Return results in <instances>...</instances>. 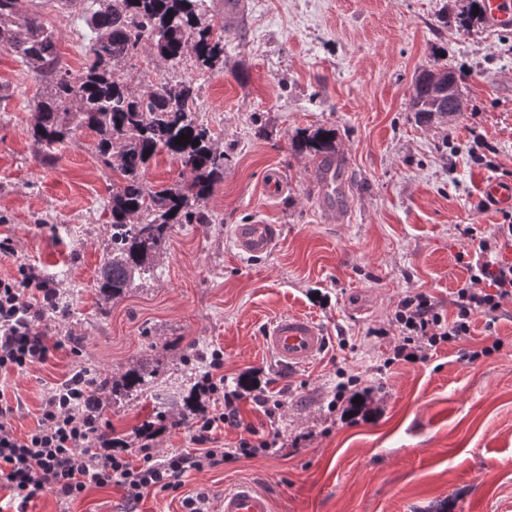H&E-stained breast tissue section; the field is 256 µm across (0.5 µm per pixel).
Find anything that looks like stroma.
<instances>
[{
	"instance_id": "stroma-1",
	"label": "stroma",
	"mask_w": 512,
	"mask_h": 512,
	"mask_svg": "<svg viewBox=\"0 0 512 512\" xmlns=\"http://www.w3.org/2000/svg\"><path fill=\"white\" fill-rule=\"evenodd\" d=\"M470 0H244L241 15L224 0H204L202 25L224 28V59L200 70L140 53L123 77L144 94L163 82L191 81L196 117L224 152V179L204 202L206 224L175 225L153 276L111 302L95 279L109 248L110 201L119 173L100 162L93 132L56 145L40 161L29 130L46 84L33 67L0 50V237L15 252L0 276L33 267L59 288L68 308L48 334L61 346L46 363L12 376L6 394L21 407L17 434L38 425L48 387L73 370L118 380L131 368L143 394L102 395L107 437L137 444L154 427L156 458L193 451L183 398L224 359L229 388L252 378L282 400L268 418L250 397L242 426L213 434L235 446L246 428L278 429L289 446L192 471L175 492H147L129 504L114 485L92 486L72 501L47 492L28 512H187L201 496L217 500L240 480L270 494L275 512H512V300L495 320L474 316L471 334L444 344L426 362L382 369L385 335L398 301L426 292L446 317L467 273L457 257L474 251L459 232H491L503 212L486 204L484 180L512 181V30L442 26L445 6ZM58 35L62 65L82 71L92 0H18ZM446 63L460 70L463 109L432 122L410 110L418 72ZM335 132L342 164L339 214L328 221L320 158L294 139ZM286 186L268 198V174ZM280 227L260 258L235 246L237 225ZM313 318L324 352L288 367L267 349L269 322ZM500 340L499 351L469 361L465 350ZM359 373L370 397L362 412L331 409L336 374Z\"/></svg>"
}]
</instances>
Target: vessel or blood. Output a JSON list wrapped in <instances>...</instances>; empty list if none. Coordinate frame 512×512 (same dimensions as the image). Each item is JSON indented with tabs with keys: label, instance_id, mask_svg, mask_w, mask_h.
Segmentation results:
<instances>
[{
	"label": "vessel or blood",
	"instance_id": "b4317fda",
	"mask_svg": "<svg viewBox=\"0 0 512 512\" xmlns=\"http://www.w3.org/2000/svg\"><path fill=\"white\" fill-rule=\"evenodd\" d=\"M484 20L487 28L512 30V0H484ZM483 194L493 207L512 208L511 182L486 180ZM277 235L273 224H241L235 230V243L249 254L260 255L271 251ZM264 343L281 363L305 365L320 353L324 338L311 319L287 315L268 327ZM212 512H273V501L265 491L242 481L225 491Z\"/></svg>",
	"mask_w": 512,
	"mask_h": 512
}]
</instances>
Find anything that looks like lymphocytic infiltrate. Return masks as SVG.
Returning a JSON list of instances; mask_svg holds the SVG:
<instances>
[{
    "instance_id": "f902f5d3",
    "label": "lymphocytic infiltrate",
    "mask_w": 512,
    "mask_h": 512,
    "mask_svg": "<svg viewBox=\"0 0 512 512\" xmlns=\"http://www.w3.org/2000/svg\"><path fill=\"white\" fill-rule=\"evenodd\" d=\"M464 234L476 240L477 247L465 263L468 277L456 291L455 316L445 318L425 293L405 296L394 313L397 336L387 365L429 359L440 345L469 336L475 315H495L504 300L512 299V264L494 266L487 260L499 235L512 236V214H505L503 224L489 235H478L472 226L465 227ZM58 311V292L40 271L26 268L21 276L0 277V488L10 491L16 512H27L28 504L47 491L73 500L88 487L111 484L123 489L128 502L136 503L150 490L178 491L189 472L260 451L273 455L284 448L276 432L240 439L232 448L210 447L214 429L240 424L241 395L225 390L217 375L224 366L219 356L212 361V373L203 378L215 406L196 414L191 424L195 451L158 460L143 443L142 459L136 464L127 449L109 447L96 414L101 387L79 370L46 392L37 429L17 435L10 422L15 408L6 397L8 380L46 362L51 347L42 326Z\"/></svg>"
}]
</instances>
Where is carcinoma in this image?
Masks as SVG:
<instances>
[{
    "label": "carcinoma",
    "mask_w": 512,
    "mask_h": 512,
    "mask_svg": "<svg viewBox=\"0 0 512 512\" xmlns=\"http://www.w3.org/2000/svg\"><path fill=\"white\" fill-rule=\"evenodd\" d=\"M85 18L93 36L82 72L73 76L60 66L56 35L41 16L15 19L16 0H0V46L33 65L48 78L50 90L34 99L37 120L31 138L43 148L42 162L53 161L54 146L88 129L97 137L103 164L122 176L112 192L110 248L96 280L104 302L121 295L135 278L152 275L155 262L175 224H206L201 202L224 178V153L212 144L210 130L195 118L197 90L180 81L160 84L136 95L116 78L145 46L173 65L194 58L198 68H212L224 58V29L203 26V0H93ZM438 80L461 86L463 74L444 64L418 74L410 110L428 119L452 109L436 95ZM189 139L176 144L181 135ZM334 136L328 131L297 142L295 150L329 154ZM178 159L189 180L177 190L154 189L145 182L150 161L160 152ZM102 384L138 391L143 379L135 369L121 380Z\"/></svg>",
    "instance_id": "carcinoma-1"
}]
</instances>
